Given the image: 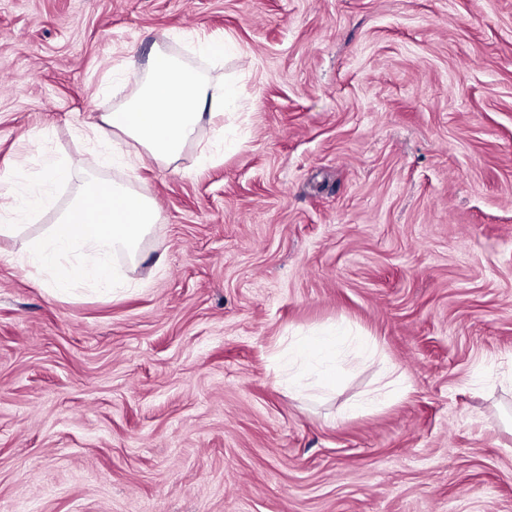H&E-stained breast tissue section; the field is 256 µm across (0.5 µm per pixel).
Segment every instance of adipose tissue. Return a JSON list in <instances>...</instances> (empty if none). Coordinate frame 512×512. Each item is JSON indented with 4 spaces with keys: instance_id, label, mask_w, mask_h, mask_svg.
Returning <instances> with one entry per match:
<instances>
[{
    "instance_id": "obj_1",
    "label": "adipose tissue",
    "mask_w": 512,
    "mask_h": 512,
    "mask_svg": "<svg viewBox=\"0 0 512 512\" xmlns=\"http://www.w3.org/2000/svg\"><path fill=\"white\" fill-rule=\"evenodd\" d=\"M136 94L101 115L88 136L98 167H126L142 156L169 165L195 141L205 115H220L234 99L188 63L155 46L143 70L133 71Z\"/></svg>"
}]
</instances>
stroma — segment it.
<instances>
[{"label": "stroma", "mask_w": 512, "mask_h": 512, "mask_svg": "<svg viewBox=\"0 0 512 512\" xmlns=\"http://www.w3.org/2000/svg\"><path fill=\"white\" fill-rule=\"evenodd\" d=\"M158 44L238 88L224 147L105 171L138 287L0 260V512H512V0H0V173L89 158ZM344 336H313L311 338L299 341L296 343H290L288 345V351L290 355V348L296 349L299 353L312 358L318 365L326 366L323 370L324 378L323 385L331 387L334 385V374L331 369L327 368L328 361L332 352L336 353V343L343 340Z\"/></svg>", "instance_id": "35a3bbf8"}]
</instances>
